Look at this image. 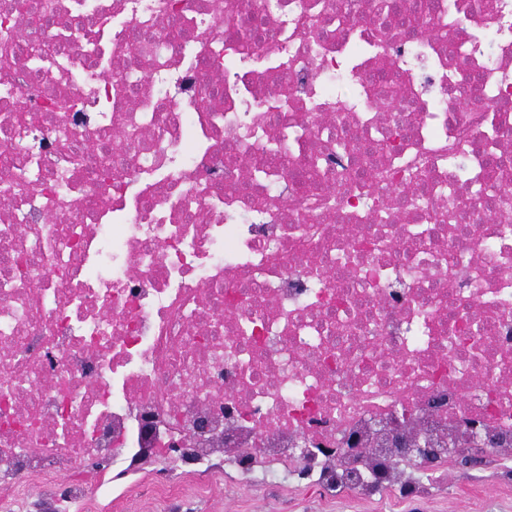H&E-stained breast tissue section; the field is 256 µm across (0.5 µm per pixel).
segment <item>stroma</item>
Here are the masks:
<instances>
[{
    "label": "stroma",
    "mask_w": 512,
    "mask_h": 512,
    "mask_svg": "<svg viewBox=\"0 0 512 512\" xmlns=\"http://www.w3.org/2000/svg\"><path fill=\"white\" fill-rule=\"evenodd\" d=\"M443 491L419 501L356 494L333 496L310 479L279 469L243 476L222 466L204 497L181 490L176 512H512V481L486 470L455 467L436 472ZM156 473L124 478L117 492H102L101 512H158L152 486Z\"/></svg>",
    "instance_id": "stroma-1"
}]
</instances>
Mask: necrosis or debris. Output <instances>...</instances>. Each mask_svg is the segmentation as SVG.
I'll return each instance as SVG.
<instances>
[{
    "instance_id": "necrosis-or-debris-1",
    "label": "necrosis or debris",
    "mask_w": 512,
    "mask_h": 512,
    "mask_svg": "<svg viewBox=\"0 0 512 512\" xmlns=\"http://www.w3.org/2000/svg\"><path fill=\"white\" fill-rule=\"evenodd\" d=\"M233 2L265 23L243 58L214 0H56L48 26L0 17L15 46L0 184L36 178L0 195V512L59 476L76 512H96L107 473L90 461L174 448L192 449L201 486L220 448L243 474L305 454L336 492L368 497L381 494L371 449L402 437L490 469L512 454V181L491 208L472 193L495 166L512 172V0L485 14L395 0L383 20L376 0ZM451 3L447 37H426ZM137 31L161 55L131 51ZM132 70L144 78L130 88ZM474 75L481 103L465 110ZM50 95L70 110L44 111ZM287 127L298 138L266 153ZM340 138L388 178L360 194L343 178L360 156L337 154ZM103 147L107 180L91 161ZM65 168V201L49 204ZM329 194L333 208L315 206Z\"/></svg>"
}]
</instances>
